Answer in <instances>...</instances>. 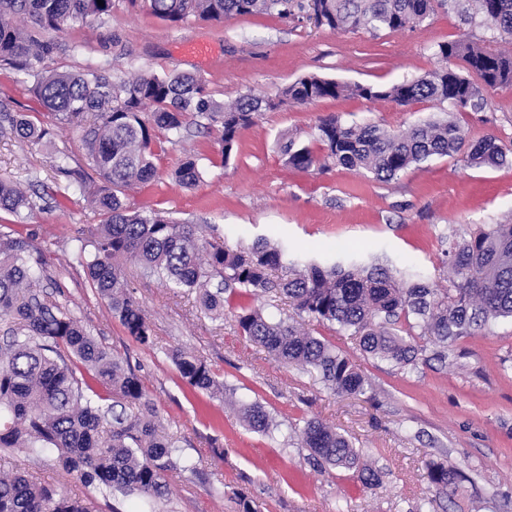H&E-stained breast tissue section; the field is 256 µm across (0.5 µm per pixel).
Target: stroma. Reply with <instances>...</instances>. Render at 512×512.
Masks as SVG:
<instances>
[{
	"mask_svg": "<svg viewBox=\"0 0 512 512\" xmlns=\"http://www.w3.org/2000/svg\"><path fill=\"white\" fill-rule=\"evenodd\" d=\"M486 36V29L462 24L447 9L420 27L372 34L320 27L305 13L237 16L221 25L170 23L127 0H114L110 17L86 27L41 34L59 46L46 59L47 69L76 72L97 65L115 79L187 71L203 78L215 98L225 102L248 92L272 97L310 74L351 84L421 77L442 66L434 54L437 44L479 43ZM74 42L81 48L73 52ZM190 42L209 44V58L185 53L183 46ZM485 97L482 110L457 113V121L468 139L492 134L512 142V87L487 91ZM0 103L33 121L47 119L30 83L7 69H0ZM448 110L447 104L430 101L406 106L347 97L307 106L287 102L261 113L226 164L218 132L192 126L178 144H164L157 178L129 190L128 202L202 225L208 240L232 248L263 237L285 246L299 263L325 264L345 246L435 282L444 238L512 221V166L477 168L459 158H435L383 183L369 173L333 165L292 169L282 148L291 140L315 145L318 118L332 113L350 123L399 131ZM81 135L79 127L58 125L50 147L0 136V174L39 193L27 228L44 253L43 280L52 298L129 360L162 425L174 434L180 455L202 462L197 474L169 475L168 495L157 512H239V492L258 512H409L435 494L425 468L429 461L460 475L454 493L441 499L436 512H512L511 321H500L492 333L457 339L443 363L434 360L432 341L419 338L423 362L400 370L364 353L350 331L302 318L305 330L336 346L373 385V400L339 397L317 376L279 364L240 335L233 313L250 304L249 295L234 296L223 319L212 320L200 315L194 295L128 263L125 277L135 286L156 339L155 349L143 348L72 263L78 239L88 238L102 221L87 201V185H68L54 167L58 149L70 155L72 166L83 165ZM188 154L205 174L196 186L184 188L171 173ZM59 186L67 193L58 203L52 190ZM172 347L205 359L234 386L237 400L262 402L283 425L299 429L317 418L336 427L359 450L362 462L380 472V482L365 486L354 471L313 467L299 439L282 447L248 430L222 395L199 393L181 380L165 355ZM216 446L223 448V458L214 456ZM0 464L25 469L68 492H84L52 462L25 450L0 455ZM216 476L224 482L220 498L212 493Z\"/></svg>",
	"mask_w": 512,
	"mask_h": 512,
	"instance_id": "1",
	"label": "stroma"
}]
</instances>
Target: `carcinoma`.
Wrapping results in <instances>:
<instances>
[{
  "label": "carcinoma",
  "mask_w": 512,
  "mask_h": 512,
  "mask_svg": "<svg viewBox=\"0 0 512 512\" xmlns=\"http://www.w3.org/2000/svg\"><path fill=\"white\" fill-rule=\"evenodd\" d=\"M140 1L164 21L217 24L258 13L286 16L311 2L321 26L375 33L413 29L436 8L448 7L462 24L491 31L489 42L512 41V0H128L132 5ZM103 2L0 0V69L32 79L36 99L55 119L83 126L86 164L102 179L89 201L103 223L80 241L72 259L137 343L151 347L154 336L135 288L124 276L127 261L177 288L195 291L200 311L213 319L224 318V294L237 289L272 303L286 299L295 315L352 331L366 354L402 370L418 363L422 348L412 342L416 336L433 339L440 348L437 358L444 360L448 341L512 320V222L446 241L442 268L449 286L438 288L411 275L399 280L381 265L301 268L262 238L233 249L204 239L198 224L130 207L126 191L156 176L157 133L181 134L189 115L199 127H217L225 164L242 133L260 113L277 105L252 93L225 104L201 78L186 73L139 74L116 81L99 67L46 70L43 62L56 46L41 40L40 33L101 20L112 13V0ZM435 55L444 67L392 85L347 84L308 75L283 88L279 99L301 106L352 96L399 105L446 102L453 108L445 117L400 131L373 123L348 124L336 114L322 116L316 130L325 154L320 157L309 146L291 141L285 147L288 166L308 171L333 163L389 183L433 158L460 156L475 167L509 164L511 146L492 135L468 140L454 112L486 105L485 89L511 87L512 55L467 40L440 43ZM90 115L93 122L82 125ZM5 134L40 143L51 139L53 131L3 106L0 135ZM201 176L191 155L172 172L187 187ZM33 210L29 194L0 178V212L23 224ZM42 271L32 235L0 231V449L22 448L38 457L56 452L63 469L86 493L73 496L20 470L3 469L0 512H98L95 493L107 491L139 499V512H154V504L165 496L168 474H195L199 462L177 454L176 439L164 431L140 377L126 361L69 311L47 300L39 284ZM235 323L242 336L275 361L315 373L336 395L364 396L372 390L345 355L291 317L276 319L260 306H242ZM167 357L196 391L234 395L235 388L220 381L204 359L178 347L168 350ZM73 361L84 367L86 376H76ZM238 411L254 432L272 440L282 432L281 423L258 401L242 402ZM300 436L313 464L355 470L366 485L379 482V474L360 466L359 452L335 427L309 419ZM427 468L438 493L448 495L456 471L433 462Z\"/></svg>",
  "instance_id": "1"
}]
</instances>
